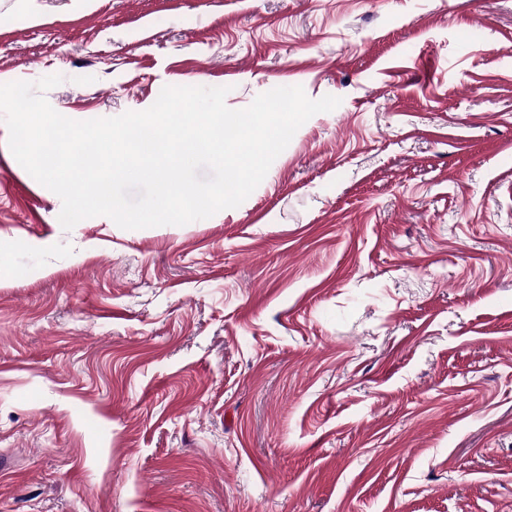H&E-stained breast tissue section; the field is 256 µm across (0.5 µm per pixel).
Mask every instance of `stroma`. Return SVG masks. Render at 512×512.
Wrapping results in <instances>:
<instances>
[{
    "label": "stroma",
    "instance_id": "obj_1",
    "mask_svg": "<svg viewBox=\"0 0 512 512\" xmlns=\"http://www.w3.org/2000/svg\"><path fill=\"white\" fill-rule=\"evenodd\" d=\"M0 0V84L312 116L238 207L72 229L0 119V512H512V0Z\"/></svg>",
    "mask_w": 512,
    "mask_h": 512
}]
</instances>
